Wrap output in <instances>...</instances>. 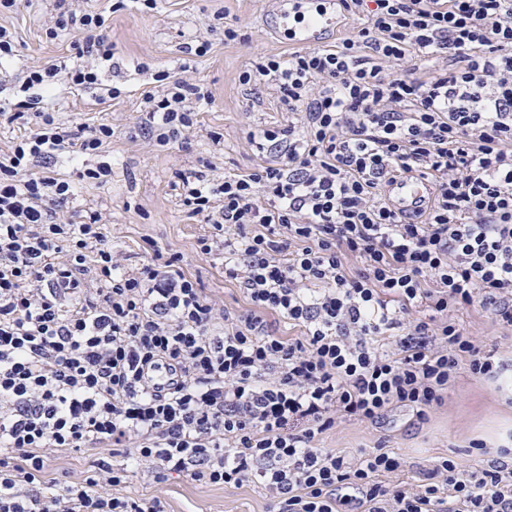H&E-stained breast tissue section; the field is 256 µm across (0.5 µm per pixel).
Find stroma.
Wrapping results in <instances>:
<instances>
[{
    "label": "stroma",
    "instance_id": "1",
    "mask_svg": "<svg viewBox=\"0 0 512 512\" xmlns=\"http://www.w3.org/2000/svg\"><path fill=\"white\" fill-rule=\"evenodd\" d=\"M109 14L108 34L114 52L107 83L123 93L116 99H98L94 94L60 84L55 102L62 119L93 124L106 118L118 132L112 140V181L107 186L80 188L78 202L93 201L111 213L106 235L122 250L130 264L143 259L145 240L165 251L180 253L187 273L198 277L208 293L229 311L246 310L248 302L234 284L225 280L221 268L196 250V241L207 226L188 217L177 190L172 187L175 170L203 173L246 171L260 159L247 139L253 128L287 124L288 114L265 87L246 98L239 76L258 56L288 54L266 26V0H157L153 9L128 0L125 8L111 11L110 0H96ZM50 0H32L17 12L0 16V24L17 35L16 54L0 63V98H10L16 77L29 66L52 62L67 55L70 36L46 34ZM238 19L241 38L225 42L223 29L208 30L216 13ZM208 40L210 52L191 59L187 46ZM190 65L189 76L199 80L211 94L201 108L199 127L188 143L160 150L131 142L141 120V102L152 90V70L179 71ZM457 317L467 334L484 350L512 359V332L501 329L488 315L468 309ZM512 434V396L497 382L461 373L441 407L431 410L425 421H416L411 410L398 408L378 428L354 419L337 422L320 437L321 447L349 456H361L374 448L390 449L406 462L405 480L417 477L420 467L451 458L467 469L485 465L487 458L470 448L469 440H484L488 447L500 445ZM126 492L163 496L169 512H268L269 500L260 484L212 486L187 478L156 483L151 468H139L125 486Z\"/></svg>",
    "mask_w": 512,
    "mask_h": 512
}]
</instances>
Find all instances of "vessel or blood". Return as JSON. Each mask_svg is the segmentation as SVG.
<instances>
[{
    "mask_svg": "<svg viewBox=\"0 0 512 512\" xmlns=\"http://www.w3.org/2000/svg\"><path fill=\"white\" fill-rule=\"evenodd\" d=\"M266 19L279 37L294 46L322 44L335 30L341 16V0H268ZM431 192L427 181L412 177L395 178L387 187L391 204L408 214L427 201Z\"/></svg>",
    "mask_w": 512,
    "mask_h": 512,
    "instance_id": "b4317fda",
    "label": "vessel or blood"
}]
</instances>
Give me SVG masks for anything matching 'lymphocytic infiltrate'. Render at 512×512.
<instances>
[{"instance_id": "1", "label": "lymphocytic infiltrate", "mask_w": 512, "mask_h": 512, "mask_svg": "<svg viewBox=\"0 0 512 512\" xmlns=\"http://www.w3.org/2000/svg\"><path fill=\"white\" fill-rule=\"evenodd\" d=\"M357 17L331 46L259 56L287 126L249 131L266 161L206 177L175 170L198 251L219 260L248 307L221 308L182 257L146 241L128 264L77 184L112 177L110 122L71 124L46 99L59 84L117 98L104 83V11L53 0L62 61L30 66L0 124V512H166L160 496L116 495L130 468L156 482L256 481L273 512H512V447L468 470L451 459L402 479L379 448L318 447L340 418L374 425L397 407L417 420L444 403L460 368L496 380L456 317L472 309L512 331V0H342ZM141 141L187 140L211 95L157 72ZM97 164H87V157ZM77 166L51 175V161ZM420 176L430 203L408 216L385 183ZM298 327L278 335L270 318ZM393 345L382 343L390 330ZM96 451L82 480L48 460Z\"/></svg>"}]
</instances>
